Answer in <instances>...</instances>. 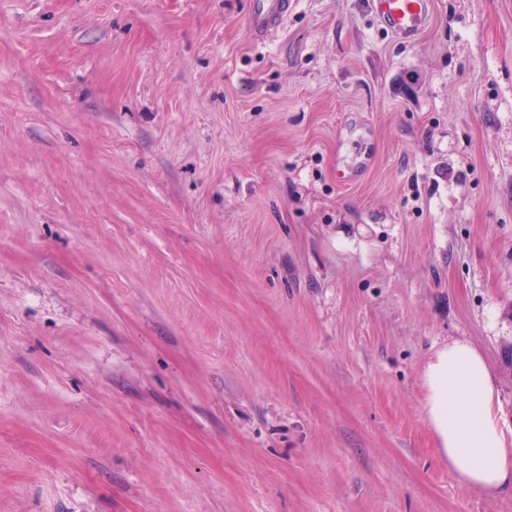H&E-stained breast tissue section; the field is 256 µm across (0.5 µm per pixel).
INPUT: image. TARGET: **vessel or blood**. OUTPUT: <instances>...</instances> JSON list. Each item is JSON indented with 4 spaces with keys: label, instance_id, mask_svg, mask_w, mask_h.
<instances>
[{
    "label": "vessel or blood",
    "instance_id": "b4317fda",
    "mask_svg": "<svg viewBox=\"0 0 512 512\" xmlns=\"http://www.w3.org/2000/svg\"><path fill=\"white\" fill-rule=\"evenodd\" d=\"M295 0H248L244 24L254 42H265L292 11ZM379 25L395 38L413 42L429 27L434 0H368Z\"/></svg>",
    "mask_w": 512,
    "mask_h": 512
}]
</instances>
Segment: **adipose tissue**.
Instances as JSON below:
<instances>
[{
    "mask_svg": "<svg viewBox=\"0 0 512 512\" xmlns=\"http://www.w3.org/2000/svg\"><path fill=\"white\" fill-rule=\"evenodd\" d=\"M426 421L458 482L489 495L512 492V433L504 429L495 374L471 342L437 348L422 370Z\"/></svg>",
    "mask_w": 512,
    "mask_h": 512,
    "instance_id": "adipose-tissue-1",
    "label": "adipose tissue"
}]
</instances>
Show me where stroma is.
I'll list each match as a JSON object with an SVG mask.
<instances>
[{"mask_svg":"<svg viewBox=\"0 0 512 512\" xmlns=\"http://www.w3.org/2000/svg\"><path fill=\"white\" fill-rule=\"evenodd\" d=\"M246 8L0 0V512H512L421 380L512 428V0ZM295 0H249L244 25L255 43L265 42L292 11ZM368 8L385 31L414 42L431 23L434 0H368ZM421 379L428 427L458 482L492 496L512 492V430L505 432L495 374L478 348L442 345Z\"/></svg>","mask_w":512,"mask_h":512,"instance_id":"1","label":"stroma"}]
</instances>
